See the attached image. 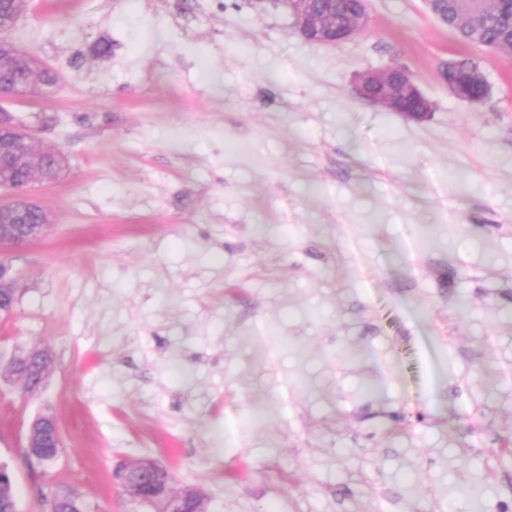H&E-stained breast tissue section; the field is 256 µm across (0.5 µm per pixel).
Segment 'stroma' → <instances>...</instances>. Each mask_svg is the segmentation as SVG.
I'll return each mask as SVG.
<instances>
[{"label":"stroma","mask_w":512,"mask_h":512,"mask_svg":"<svg viewBox=\"0 0 512 512\" xmlns=\"http://www.w3.org/2000/svg\"><path fill=\"white\" fill-rule=\"evenodd\" d=\"M367 10L327 47L251 0H32L11 36L61 89L0 107L67 165L28 190L48 233L0 248V365L55 360L31 396L0 376L20 512L66 487L140 512L112 472L142 458L208 512H512V55L421 0ZM453 58L484 71L480 106L440 79ZM396 63L424 120L355 92ZM46 407L43 470L24 435Z\"/></svg>","instance_id":"obj_1"}]
</instances>
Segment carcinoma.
Masks as SVG:
<instances>
[{
  "mask_svg": "<svg viewBox=\"0 0 512 512\" xmlns=\"http://www.w3.org/2000/svg\"><path fill=\"white\" fill-rule=\"evenodd\" d=\"M31 7V0H5L0 3V73L12 75L19 86L15 94L54 95L61 84L59 75L41 65L34 58H26L10 42L9 32L15 19L24 15ZM364 7L363 0H336V19L343 21ZM463 4L460 0H448L438 4V9L446 15L448 27L456 31L460 41L467 44H490L512 42V3L509 0L484 7L479 29L474 30L464 19ZM473 61L461 59L441 72V79L462 80ZM19 155L23 162L0 168V181L24 185L30 180L43 177L54 179L66 163V156L60 149L49 148L38 139L23 138L11 131L0 134V154ZM35 369L36 375L54 368L52 353L47 348H36L26 357ZM44 428L36 425L32 430L31 447L25 449L30 457H37L43 464L54 462L62 450V441L56 440L44 447ZM0 512H19L18 500L11 470L0 463ZM51 512H83L80 492L54 493L51 500Z\"/></svg>",
  "mask_w": 512,
  "mask_h": 512,
  "instance_id": "cac0c4a2",
  "label": "carcinoma"
}]
</instances>
